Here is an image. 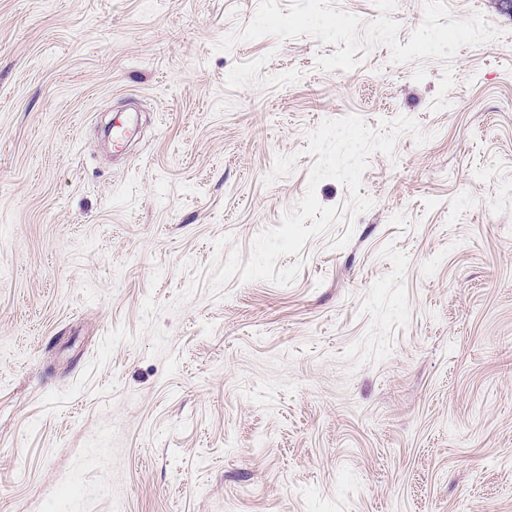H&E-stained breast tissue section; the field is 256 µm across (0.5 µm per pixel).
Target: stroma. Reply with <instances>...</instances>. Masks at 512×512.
<instances>
[{
    "mask_svg": "<svg viewBox=\"0 0 512 512\" xmlns=\"http://www.w3.org/2000/svg\"><path fill=\"white\" fill-rule=\"evenodd\" d=\"M257 0H0V512H512V11L443 64L263 37ZM136 110L113 158L101 131ZM415 118L341 249L231 280L304 195L307 134Z\"/></svg>",
    "mask_w": 512,
    "mask_h": 512,
    "instance_id": "35a3bbf8",
    "label": "stroma"
}]
</instances>
